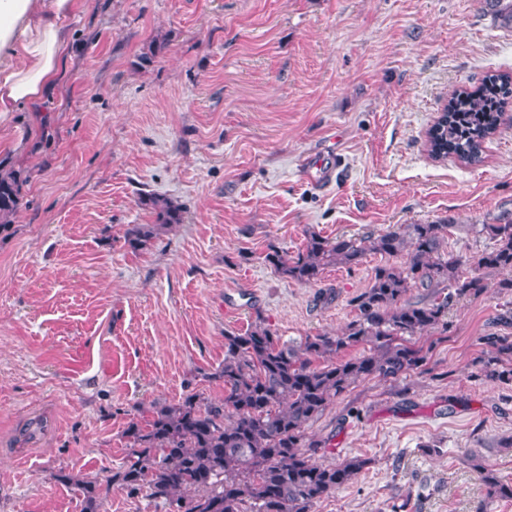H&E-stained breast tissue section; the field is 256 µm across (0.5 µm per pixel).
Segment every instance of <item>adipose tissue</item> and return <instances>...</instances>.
Segmentation results:
<instances>
[{
    "mask_svg": "<svg viewBox=\"0 0 512 512\" xmlns=\"http://www.w3.org/2000/svg\"><path fill=\"white\" fill-rule=\"evenodd\" d=\"M86 8V0H0V113L36 104L58 84L66 21Z\"/></svg>",
    "mask_w": 512,
    "mask_h": 512,
    "instance_id": "obj_1",
    "label": "adipose tissue"
}]
</instances>
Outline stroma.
<instances>
[{"label": "stroma", "mask_w": 512, "mask_h": 512, "mask_svg": "<svg viewBox=\"0 0 512 512\" xmlns=\"http://www.w3.org/2000/svg\"><path fill=\"white\" fill-rule=\"evenodd\" d=\"M87 4L41 111L0 116V160L21 173L0 235V512H82L53 472L105 478L131 418L222 397L225 333L342 332L388 262L303 285L268 252L445 219L448 254L471 258L492 245L477 225L512 219V104L479 165L426 146L456 90L512 72V28L483 0ZM144 193L182 221L135 252ZM488 282L418 337L421 369L361 382L308 423L321 462L369 461L311 512H476L475 457L512 484V383L480 371L481 336L508 332ZM50 413L56 430L25 439Z\"/></svg>", "instance_id": "stroma-1"}]
</instances>
